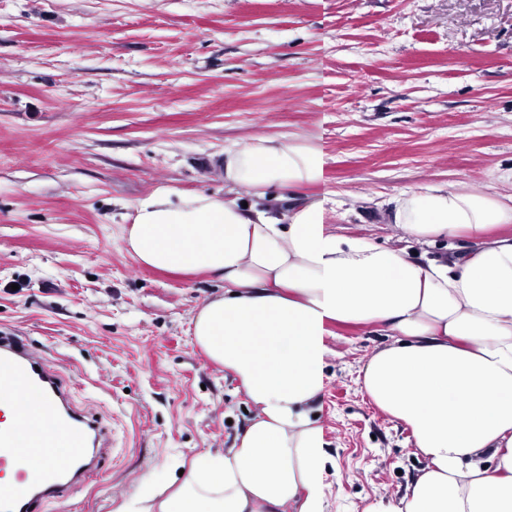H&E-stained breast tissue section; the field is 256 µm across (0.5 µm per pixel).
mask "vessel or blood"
<instances>
[{
	"label": "vessel or blood",
	"mask_w": 512,
	"mask_h": 512,
	"mask_svg": "<svg viewBox=\"0 0 512 512\" xmlns=\"http://www.w3.org/2000/svg\"><path fill=\"white\" fill-rule=\"evenodd\" d=\"M18 391L29 395L34 408L19 418L13 430L0 432V464L20 453H32L42 463V479L34 486L18 478L0 497V512H35L36 505L60 497L71 477L90 476L96 468V420L69 405L56 368L32 361L27 345L18 337L0 336V395ZM48 409L66 415L67 431H47L44 412Z\"/></svg>",
	"instance_id": "vessel-or-blood-1"
}]
</instances>
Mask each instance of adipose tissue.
<instances>
[{"label": "adipose tissue", "instance_id": "ef3b65f1", "mask_svg": "<svg viewBox=\"0 0 512 512\" xmlns=\"http://www.w3.org/2000/svg\"><path fill=\"white\" fill-rule=\"evenodd\" d=\"M327 163L315 143L255 134L224 148V197L159 188L133 204L124 240L135 260L223 282L193 336L255 414L231 448L195 456L174 492L120 512H327L310 405L338 323L393 335L366 363L364 388L425 458L401 498L373 512H512V236L492 233L512 223V197L401 193L379 221L403 244L383 247L344 233L334 191L307 194ZM454 234L472 249L423 263L408 249Z\"/></svg>", "mask_w": 512, "mask_h": 512}]
</instances>
